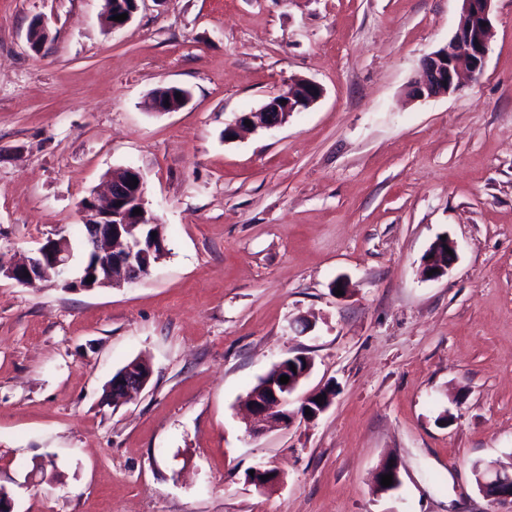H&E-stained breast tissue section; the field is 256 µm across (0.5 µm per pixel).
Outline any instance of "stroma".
<instances>
[{
  "label": "stroma",
  "instance_id": "obj_1",
  "mask_svg": "<svg viewBox=\"0 0 512 512\" xmlns=\"http://www.w3.org/2000/svg\"><path fill=\"white\" fill-rule=\"evenodd\" d=\"M103 6L0 0V253H81L79 201L132 167L167 254L118 288L0 281L13 512H512L472 473L512 472V0L479 77L419 100L459 0H140L115 31ZM297 78L322 98L225 140ZM172 86L189 103L150 110ZM442 236L456 259L424 279ZM295 355L297 397L332 405L250 435L249 391ZM138 357L146 389L104 403ZM262 464L283 484L250 485ZM442 243H444V245H447L446 249H450L452 251V254L446 253V261L444 263H442V262L437 263L436 259H437V255L439 254V251H440V245ZM434 252H436V253L434 254ZM455 256H456L455 244L453 241L449 240L448 237H446V239H442V237H441L440 239H437L436 241H434L432 243V245L430 246L428 252L425 255L424 267H423L425 277L430 280H437V279L442 278L444 275H446L448 273V269L452 265V263L455 259ZM432 269H438V272H433V274L431 276H427V272L432 271Z\"/></svg>",
  "mask_w": 512,
  "mask_h": 512
}]
</instances>
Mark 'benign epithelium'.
Listing matches in <instances>:
<instances>
[{
    "label": "benign epithelium",
    "mask_w": 512,
    "mask_h": 512,
    "mask_svg": "<svg viewBox=\"0 0 512 512\" xmlns=\"http://www.w3.org/2000/svg\"><path fill=\"white\" fill-rule=\"evenodd\" d=\"M461 9L459 22L454 35L446 45L428 54L422 63V75L419 81L409 87V96L429 98L448 96L456 92L467 78L474 79L482 73L490 43L494 36L492 21V0H460ZM181 98L171 96L169 101L154 95L149 106L155 112H176L189 101L190 94L182 88H174ZM323 94V88L309 79H298L290 85L286 95L272 97L256 112H244L237 116L234 123L224 129V137H232L237 128L245 126V121H251L256 128L271 129L286 124L291 115L303 108L316 103ZM138 185H133V180ZM145 182L141 172L128 167L122 172L111 176L108 195L105 200H99L90 194L78 203L79 212L83 216L82 245L87 255L97 258L95 267L80 265L76 272H71L74 258L72 245L67 236L49 237L39 243L30 256L22 263H11L0 255V280L7 279L21 286H32L52 276L64 283L69 289L92 290L105 286H116L123 281H130L147 275L151 262H159L167 252L163 241H158V247L143 248V241L135 233L141 226H155L159 219L146 206ZM139 208L142 214L135 215L133 210ZM445 244L451 250L446 255L445 262L437 261L440 245ZM456 251L453 241L438 239L432 243L424 260V272L431 273L429 279L437 280L448 273ZM94 281L88 283V277ZM151 374H141L135 366L122 371L108 384V391L119 397V400H132L148 385ZM298 382L280 383L275 376L264 385L262 395L250 397L251 416L248 432L257 436L264 427L277 425L289 427L296 415H304L308 420L316 419L332 404L333 397L312 407L307 400H302L299 413L295 414L285 406L289 397L296 391ZM311 408V414L305 415V409ZM271 475L264 480L262 476ZM389 474L392 484L388 487L381 485V477ZM283 482V476L275 469L257 467L248 476V483L260 491H267ZM497 483L500 490L493 496L495 500L512 501V477L503 479L500 471L489 467L478 477L477 487L485 492L486 485ZM401 484L400 470L396 462L388 460L380 465L376 473L375 490L377 493H389Z\"/></svg>",
    "instance_id": "1"
}]
</instances>
